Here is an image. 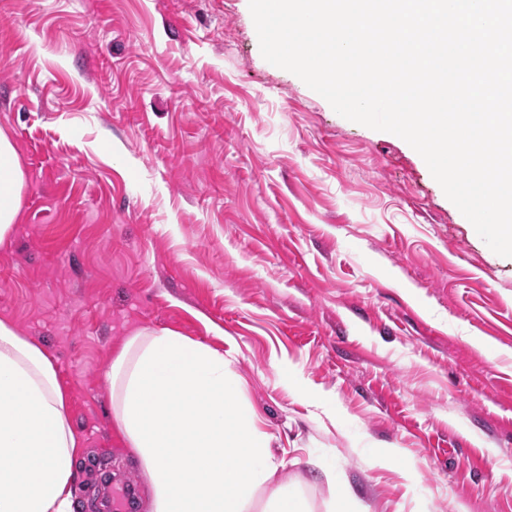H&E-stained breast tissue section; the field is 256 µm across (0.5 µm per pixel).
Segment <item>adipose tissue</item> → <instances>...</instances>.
Wrapping results in <instances>:
<instances>
[{"label": "adipose tissue", "instance_id": "1", "mask_svg": "<svg viewBox=\"0 0 512 512\" xmlns=\"http://www.w3.org/2000/svg\"><path fill=\"white\" fill-rule=\"evenodd\" d=\"M23 185L0 134V242L19 218ZM107 377L112 427L139 465L148 512H248L279 464L222 352L142 329ZM82 456L52 357L0 320V512H72Z\"/></svg>", "mask_w": 512, "mask_h": 512}]
</instances>
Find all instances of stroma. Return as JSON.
<instances>
[{
  "instance_id": "obj_1",
  "label": "stroma",
  "mask_w": 512,
  "mask_h": 512,
  "mask_svg": "<svg viewBox=\"0 0 512 512\" xmlns=\"http://www.w3.org/2000/svg\"><path fill=\"white\" fill-rule=\"evenodd\" d=\"M0 133V320L66 389L73 512L107 470L144 512L106 378L142 328L232 360L311 512H512V258L406 141L267 62L248 0H0ZM24 185L23 172L12 142L0 134V242L9 236L17 223Z\"/></svg>"
}]
</instances>
